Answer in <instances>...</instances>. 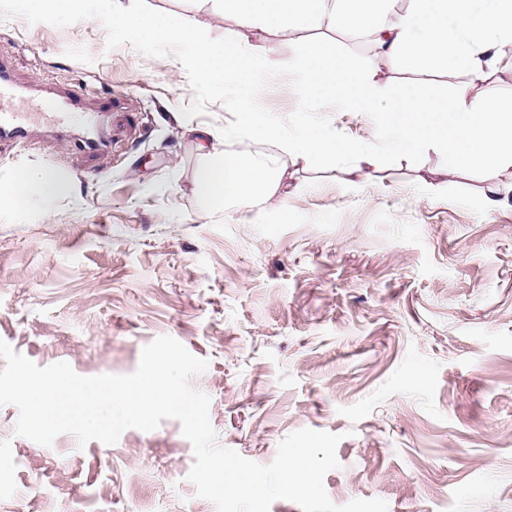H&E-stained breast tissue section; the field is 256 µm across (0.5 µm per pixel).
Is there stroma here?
<instances>
[{
	"label": "stroma",
	"mask_w": 512,
	"mask_h": 512,
	"mask_svg": "<svg viewBox=\"0 0 512 512\" xmlns=\"http://www.w3.org/2000/svg\"><path fill=\"white\" fill-rule=\"evenodd\" d=\"M212 37L271 50L294 38L239 26L202 0H147ZM0 58L43 89L70 80L110 103L109 152L0 143V185L27 169L69 195L0 207V339L36 365L133 372L168 335L207 370L219 443L262 465L302 428L340 435L330 500L388 512H512V200L483 192L512 170L449 171L435 151L363 174L289 165L277 194L227 230L198 204L203 160L227 150L222 103L190 120L176 57L107 49L95 19L66 27L0 17ZM209 127L206 148L196 130ZM0 407V512H216L187 475L179 421L118 442L45 447Z\"/></svg>",
	"instance_id": "stroma-1"
}]
</instances>
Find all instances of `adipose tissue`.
<instances>
[{
    "label": "adipose tissue",
    "mask_w": 512,
    "mask_h": 512,
    "mask_svg": "<svg viewBox=\"0 0 512 512\" xmlns=\"http://www.w3.org/2000/svg\"><path fill=\"white\" fill-rule=\"evenodd\" d=\"M212 10L244 27L276 35L329 28L365 34L379 55L411 73L462 65L490 75L512 62V0H395L390 22L376 18L374 0H206ZM70 183L48 171L29 172L0 187V205H13L31 192L54 199Z\"/></svg>",
    "instance_id": "obj_1"
}]
</instances>
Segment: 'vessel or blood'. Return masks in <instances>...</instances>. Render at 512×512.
<instances>
[{"mask_svg": "<svg viewBox=\"0 0 512 512\" xmlns=\"http://www.w3.org/2000/svg\"><path fill=\"white\" fill-rule=\"evenodd\" d=\"M41 97L51 112L49 125L57 139L67 141L71 150L86 154L107 151L111 142L100 129V111L86 106L79 84L71 83L41 93L36 86L16 79L10 64L0 60V141L27 142L35 132L26 106Z\"/></svg>", "mask_w": 512, "mask_h": 512, "instance_id": "obj_1", "label": "vessel or blood"}]
</instances>
